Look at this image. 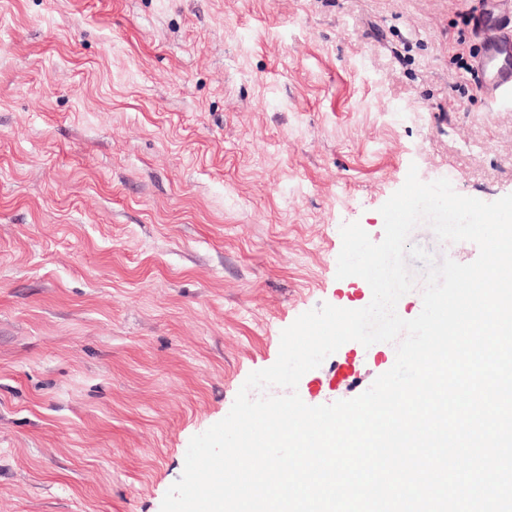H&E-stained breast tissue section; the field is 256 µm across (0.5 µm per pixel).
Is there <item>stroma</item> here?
Listing matches in <instances>:
<instances>
[{
  "instance_id": "obj_1",
  "label": "stroma",
  "mask_w": 512,
  "mask_h": 512,
  "mask_svg": "<svg viewBox=\"0 0 512 512\" xmlns=\"http://www.w3.org/2000/svg\"><path fill=\"white\" fill-rule=\"evenodd\" d=\"M478 0H0V512H160L190 439L330 304L410 167L512 194ZM434 260L478 256L428 222ZM396 347L300 379L355 398Z\"/></svg>"
}]
</instances>
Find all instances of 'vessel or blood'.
<instances>
[{"label": "vessel or blood", "instance_id": "1", "mask_svg": "<svg viewBox=\"0 0 512 512\" xmlns=\"http://www.w3.org/2000/svg\"><path fill=\"white\" fill-rule=\"evenodd\" d=\"M477 30L497 29L498 37L486 41L478 61L482 89L499 106L512 108V0H493L474 18Z\"/></svg>", "mask_w": 512, "mask_h": 512}]
</instances>
